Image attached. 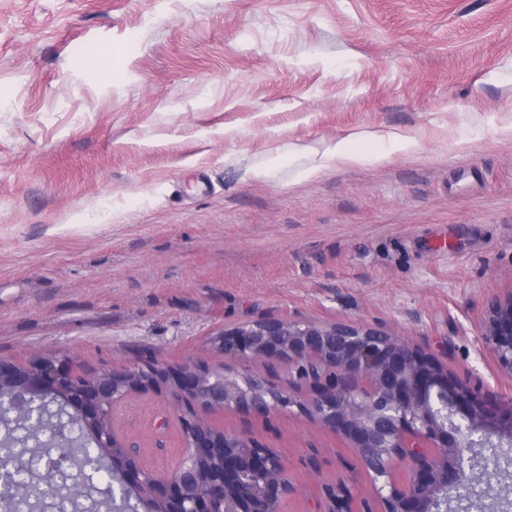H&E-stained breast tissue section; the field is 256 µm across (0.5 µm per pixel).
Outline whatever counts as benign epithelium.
Masks as SVG:
<instances>
[{
	"mask_svg": "<svg viewBox=\"0 0 512 512\" xmlns=\"http://www.w3.org/2000/svg\"><path fill=\"white\" fill-rule=\"evenodd\" d=\"M480 339L494 358L498 372L512 377V290L486 303ZM214 346L224 357L246 358L263 367L283 360L300 372L320 359L324 370L309 377L319 384L305 399L284 393L274 397V385L257 370L241 384L224 367L191 359L177 368L147 363L139 368L112 370L88 385L54 356H39L27 365L0 361V391L12 405L34 411L29 423L38 427L45 406L73 409L69 419L88 434L87 454L108 459L109 473L128 488L143 487L148 500L164 503L169 512H280L293 487L275 452L238 435L240 450H224L220 471L201 480L196 462L213 444L196 431L212 409L266 414L297 410L306 421L349 441L370 474L379 512H431L437 495L452 484L474 480L491 487L498 475L465 466L466 453L489 442L512 439V399L491 403L431 355L407 340L357 320L306 324L268 319L222 330ZM365 381L356 390L354 379ZM163 389L194 397L195 413L181 414L189 454L174 468L152 471L131 459L133 442L119 435L112 409L131 394ZM397 460L409 461L407 478L398 483L391 471ZM244 473L262 474L258 484L229 479ZM323 512H342L340 499H355L340 480L327 489Z\"/></svg>",
	"mask_w": 512,
	"mask_h": 512,
	"instance_id": "7a95c632",
	"label": "benign epithelium"
}]
</instances>
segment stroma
<instances>
[{
    "instance_id": "stroma-1",
    "label": "stroma",
    "mask_w": 512,
    "mask_h": 512,
    "mask_svg": "<svg viewBox=\"0 0 512 512\" xmlns=\"http://www.w3.org/2000/svg\"><path fill=\"white\" fill-rule=\"evenodd\" d=\"M392 135L416 149L302 175ZM511 289L512 0H0V360L241 375L222 329L358 320L498 401L479 333ZM114 415L145 468L185 455L167 393ZM208 419L281 456L280 512L372 496L296 414ZM365 160L366 156L355 150L349 140L344 139L329 147L323 153L320 162L317 165L303 171V174L305 176L317 174L323 168L327 167L328 163L332 161H339L348 165H357L364 162Z\"/></svg>"
}]
</instances>
